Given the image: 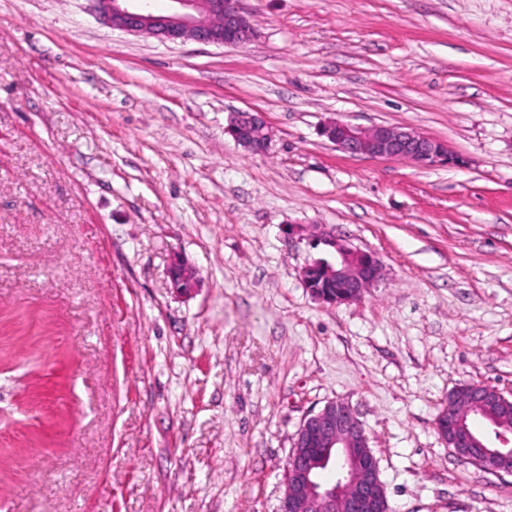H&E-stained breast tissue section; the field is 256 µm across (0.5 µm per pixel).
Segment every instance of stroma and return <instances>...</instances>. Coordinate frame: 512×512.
I'll list each match as a JSON object with an SVG mask.
<instances>
[{
    "instance_id": "1",
    "label": "stroma",
    "mask_w": 512,
    "mask_h": 512,
    "mask_svg": "<svg viewBox=\"0 0 512 512\" xmlns=\"http://www.w3.org/2000/svg\"><path fill=\"white\" fill-rule=\"evenodd\" d=\"M242 47L136 36L89 0H0V512H276L341 400L389 512H512L457 457L460 385L512 393V0H241ZM263 113L254 154L228 115ZM339 118L460 164L343 153ZM320 228L385 278L321 305ZM199 286H171L174 260Z\"/></svg>"
}]
</instances>
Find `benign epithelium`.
<instances>
[{"instance_id":"7a95c632","label":"benign epithelium","mask_w":512,"mask_h":512,"mask_svg":"<svg viewBox=\"0 0 512 512\" xmlns=\"http://www.w3.org/2000/svg\"><path fill=\"white\" fill-rule=\"evenodd\" d=\"M105 24L132 34H147L165 40H194L201 43L240 47L250 43L255 26L239 7L240 0H170L165 13H156L149 0H89ZM234 141L252 152H264L273 138V129L260 112L238 111L226 127ZM320 135L350 155L406 161L419 167L455 164L458 157L448 145L405 125L360 127L338 119L325 122ZM312 245L334 252V260L317 258L302 269V279L311 296L336 305L360 300L384 276L383 263L372 252L352 246L329 233L311 236ZM169 277L179 293L198 287L195 274L181 261L170 267ZM462 395L439 413L436 428L453 452L491 471L512 470V430H495L501 446L493 449L465 425L472 414H482L483 405L512 404V396L481 383L461 387ZM336 458L340 461L336 480L319 484L320 467ZM288 480L278 512H387L382 508L385 492L377 460L356 411L334 400L300 425L288 457Z\"/></svg>"}]
</instances>
